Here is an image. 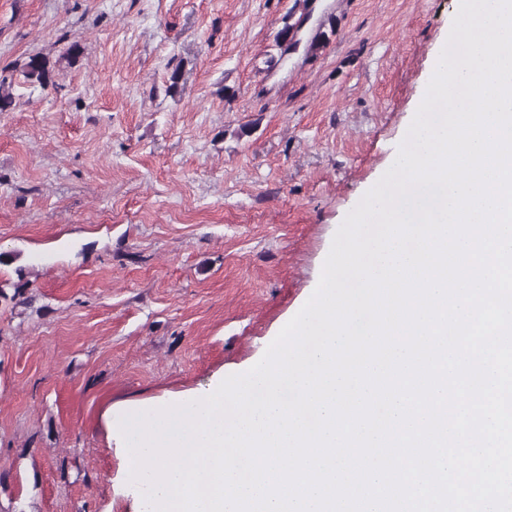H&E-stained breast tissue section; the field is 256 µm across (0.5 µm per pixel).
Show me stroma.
<instances>
[{
  "instance_id": "obj_1",
  "label": "stroma",
  "mask_w": 512,
  "mask_h": 512,
  "mask_svg": "<svg viewBox=\"0 0 512 512\" xmlns=\"http://www.w3.org/2000/svg\"><path fill=\"white\" fill-rule=\"evenodd\" d=\"M456 13L0 0V512H136L121 417L263 357L396 159ZM36 53L54 85L18 74Z\"/></svg>"
}]
</instances>
